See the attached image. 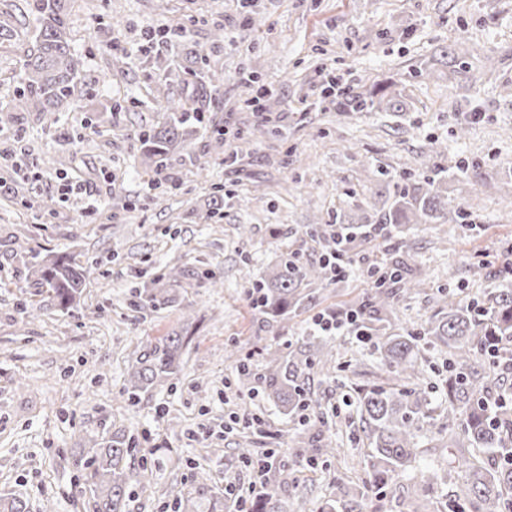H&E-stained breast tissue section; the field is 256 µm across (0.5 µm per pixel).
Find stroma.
<instances>
[{"mask_svg":"<svg viewBox=\"0 0 512 512\" xmlns=\"http://www.w3.org/2000/svg\"><path fill=\"white\" fill-rule=\"evenodd\" d=\"M68 32L81 60L69 104L55 123L23 112L0 129V494L21 496L29 512H94L76 461L105 428L134 438L133 466L152 472L151 490L130 493L126 512H173L177 496L194 512H236L227 487L255 476L238 457L239 435L224 430L233 413L262 419L257 452L266 434L282 436L269 474L289 512L321 506L337 485L361 487L356 462L366 450L343 398L386 375L370 346L327 336L315 320L356 308L370 289L368 267L396 263L423 285L385 331L419 332L441 289L480 295L512 265V0H72ZM27 42L21 30L0 50L1 107L12 103ZM461 43L466 55L448 61ZM250 65L275 93L262 116L244 105L239 73ZM202 68L223 72L224 83L188 141L197 162L176 168L179 189H149L137 134L169 118L156 94L188 95ZM328 70L355 91L401 100L402 111L323 106ZM223 127L235 136L232 164L207 147ZM435 163L468 225H404L405 244L390 253L374 237L356 241L347 275L317 283L288 319L252 306L250 277L270 273L282 253L319 261L326 238L312 225L376 220L386 179L414 181ZM71 181L83 192L62 196ZM215 184L228 197L213 217ZM49 199L52 216L41 209ZM46 254L97 261L98 273L71 311L45 302L28 317L23 258ZM173 266L190 272L173 306L135 308L133 287ZM175 332L185 343L179 374L128 403L143 345ZM327 341L333 367L308 374L306 425L238 380L240 362L258 370L262 353L290 349L316 358ZM329 436L340 451L328 466L300 456L301 442ZM200 470L206 480L196 479ZM431 473L434 500L448 504L462 475L424 438L395 491H366L367 512H407Z\"/></svg>","mask_w":512,"mask_h":512,"instance_id":"1","label":"stroma"}]
</instances>
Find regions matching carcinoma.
<instances>
[{"label": "carcinoma", "mask_w": 512, "mask_h": 512, "mask_svg": "<svg viewBox=\"0 0 512 512\" xmlns=\"http://www.w3.org/2000/svg\"><path fill=\"white\" fill-rule=\"evenodd\" d=\"M68 0H31V11L38 26L25 51L20 86L14 93L15 112H38L49 122L55 112L74 95L80 73V60L71 50L67 37ZM216 73L199 78L193 97L216 93ZM375 107L374 95L348 94L340 112H363ZM160 108L171 113L169 121L138 134L143 148V165L158 173L194 162L187 150L185 122L180 115L184 102L167 98ZM442 170L433 169L411 186L393 183L391 205L377 220L383 237L402 224H445L462 221L468 211L448 198ZM93 265H78L66 256L51 259L34 257L28 264L33 287L51 305L69 310L81 296ZM325 266H306L293 257L280 260L275 269L256 281L257 307L272 317L285 319L306 298V288L327 277ZM183 272L171 268L164 274L167 288L134 289L135 306L159 309L172 302L181 286ZM420 284L403 276L381 273L360 308L357 328L371 336L370 344L379 355L388 381L364 385L355 390L353 404L360 413L361 430L370 452L363 471L369 488L385 495L394 479L406 472L417 456L418 438L428 434L444 448H488L491 455L482 465L464 461L459 468L465 480L452 500V512H512V403H495L502 387L494 381L495 370H512V279L483 296L462 299L448 290L441 291L440 308L423 330L425 345L448 353V402L458 410L455 421L439 426L434 417L432 388L425 384L423 359L415 335L380 333L384 313L402 298L415 293ZM183 338L173 334L160 343L147 342L136 364L128 373L127 401L137 403L181 366ZM316 362L305 352L288 356L273 355L257 374L263 397L285 412L297 414L310 406L305 388V370ZM80 458L89 472L94 495V512H125L127 491L135 483L147 490L151 478L147 467L136 471L129 459L136 451L135 441L118 435L94 436ZM280 485L264 480L257 512H286ZM316 512H363L359 499H348L342 488L327 507Z\"/></svg>", "instance_id": "1"}]
</instances>
